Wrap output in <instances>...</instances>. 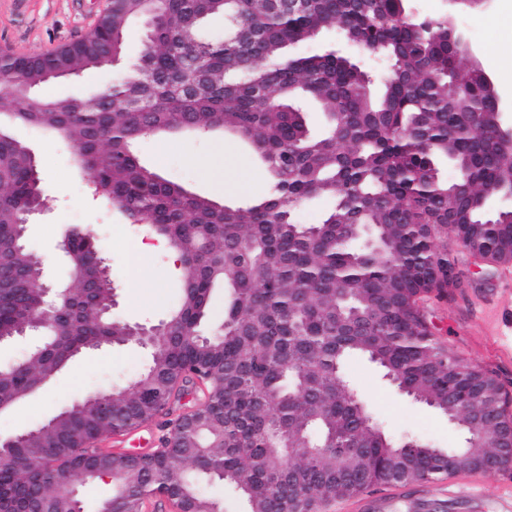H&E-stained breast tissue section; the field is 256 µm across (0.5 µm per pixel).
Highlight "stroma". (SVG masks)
I'll return each mask as SVG.
<instances>
[{"mask_svg":"<svg viewBox=\"0 0 512 512\" xmlns=\"http://www.w3.org/2000/svg\"><path fill=\"white\" fill-rule=\"evenodd\" d=\"M108 0H0V48L17 54L50 52L85 36L106 10ZM424 17L448 16L465 37V48L487 73L512 125V0H411ZM141 21L129 26L125 50L112 66L68 81L46 85L42 97L94 93L127 77L144 50ZM15 137L32 149L46 191L43 209L26 224L25 242L43 264L45 284L68 283L67 258L59 243L79 226L101 244L115 293L113 317L151 326L168 318L180 293L178 269L167 242L128 223L118 210L97 199L71 146L53 134L19 124ZM141 161L192 193L220 204L241 206L266 197L271 180L249 147L231 133L172 140L147 135L137 145ZM452 254L469 283L448 298H427V314L439 342L466 363L493 375L512 393V287H504L501 268L473 264L460 246ZM150 362V350L135 342L86 350L11 411L0 413V436L25 433L90 393L126 389ZM346 374L379 427L389 437L420 438L439 448H459L464 435L447 416L401 394L368 360H348ZM412 512L440 501L451 512H512V468L444 477L430 483L385 484L331 503L327 512Z\"/></svg>","mask_w":512,"mask_h":512,"instance_id":"1","label":"stroma"}]
</instances>
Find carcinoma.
I'll return each mask as SVG.
<instances>
[{
	"label": "carcinoma",
	"instance_id": "obj_1",
	"mask_svg": "<svg viewBox=\"0 0 512 512\" xmlns=\"http://www.w3.org/2000/svg\"><path fill=\"white\" fill-rule=\"evenodd\" d=\"M101 41L122 53L129 24L152 22L141 68L112 85L105 111L97 96L36 101L31 92L0 95V336L30 328L29 306L44 301L38 259L25 245L26 212L44 204L30 148L11 126L25 123L69 142L89 179L132 224L163 237L180 262L181 297L170 334L151 349L133 387L106 401L61 412L52 426L18 441L0 466V512H20L35 496L86 474V445L148 424L185 393L192 373L211 376L212 416L181 428L170 453L121 461L111 480L112 512H135L143 494L180 496L189 512H214L205 485L227 484L249 512H321L337 497L392 483L432 482L447 458L418 442L403 448L367 422L347 394L344 368L360 355L415 399L444 412L486 409L474 396L486 372L464 363L434 336L413 297L462 275L440 243L443 226L472 256L497 262L512 253V210L487 211L506 178L499 140L501 109L483 73L448 45V18H419L406 0H308L291 12L269 0H114ZM222 14L224 37L205 39L201 18ZM385 58V91L372 97L369 75L334 52L291 55L322 29ZM250 32L237 36L239 29ZM198 67H183L185 58ZM201 76L207 93L187 85ZM317 99L329 130L313 136L300 100ZM230 130L247 140L273 181L269 196L246 206L192 194L143 164L134 146L147 134ZM445 159L456 178H444ZM333 206L319 224L300 223L312 196ZM372 229L377 253L347 236ZM72 296L57 300L42 342L0 376V412L43 386L77 353L132 334L112 318L98 278V242L71 239ZM230 294L224 322L200 334L212 291ZM305 433L315 454L291 453ZM460 455L492 449L465 433Z\"/></svg>",
	"mask_w": 512,
	"mask_h": 512
}]
</instances>
